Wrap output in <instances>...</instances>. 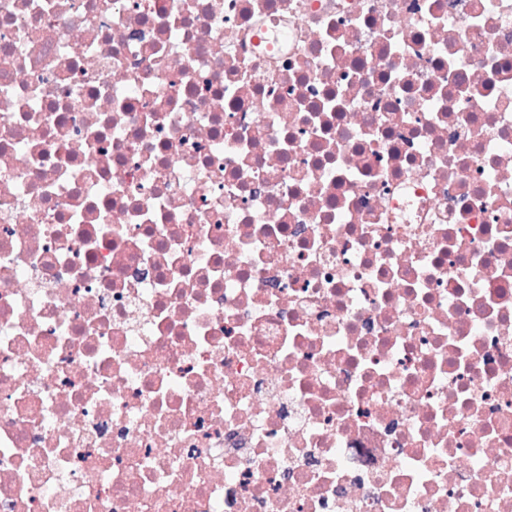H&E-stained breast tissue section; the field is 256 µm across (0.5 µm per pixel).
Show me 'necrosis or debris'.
Listing matches in <instances>:
<instances>
[{"label":"necrosis or debris","instance_id":"obj_1","mask_svg":"<svg viewBox=\"0 0 512 512\" xmlns=\"http://www.w3.org/2000/svg\"><path fill=\"white\" fill-rule=\"evenodd\" d=\"M0 512H512V0H0Z\"/></svg>","mask_w":512,"mask_h":512}]
</instances>
